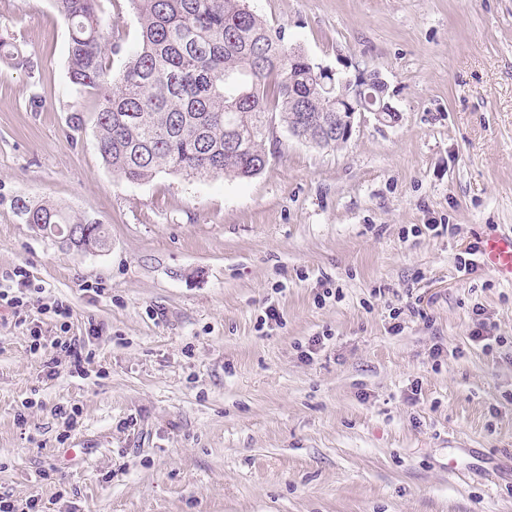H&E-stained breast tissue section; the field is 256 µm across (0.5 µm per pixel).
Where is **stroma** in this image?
<instances>
[{
    "label": "stroma",
    "instance_id": "1",
    "mask_svg": "<svg viewBox=\"0 0 512 512\" xmlns=\"http://www.w3.org/2000/svg\"><path fill=\"white\" fill-rule=\"evenodd\" d=\"M246 3L314 62L378 73L397 121L364 114L328 149L279 125L256 176L130 183L97 151L98 98L73 89L52 0H0V36L32 61L0 58V277L22 265L37 288L0 306V496L44 512H512V282L481 259L457 268L512 230V0ZM101 14L117 70L138 17L128 0ZM19 197L96 218L109 249L37 235ZM326 282L339 298L319 301ZM56 300L93 354L85 377L64 356L48 375L14 326L56 336ZM481 321L503 345L472 341Z\"/></svg>",
    "mask_w": 512,
    "mask_h": 512
}]
</instances>
